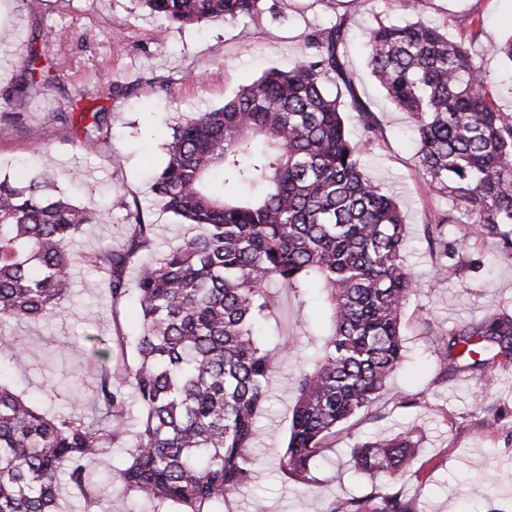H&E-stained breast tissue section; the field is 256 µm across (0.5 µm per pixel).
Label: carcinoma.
I'll list each match as a JSON object with an SVG mask.
<instances>
[{
  "label": "carcinoma",
  "instance_id": "1",
  "mask_svg": "<svg viewBox=\"0 0 512 512\" xmlns=\"http://www.w3.org/2000/svg\"><path fill=\"white\" fill-rule=\"evenodd\" d=\"M172 25L255 19L261 0H144ZM351 24L343 14L307 32L304 53L288 70L271 68L224 105L173 127L152 190L187 236L128 278L149 249L154 225L129 212L120 249L90 262L105 273L113 307L137 292L141 332L118 333L94 351L102 360L98 399L104 419L48 415L0 381V512H60L61 488L80 491L84 512L97 495L86 461L111 467L109 452L126 430L127 389L142 421L127 464L112 475L156 512H223L224 499L248 483L257 419L281 348L259 331L274 311L268 285L301 288L317 278L332 327L296 376L288 443L281 468L310 483L336 428L364 412L405 357L401 317L415 286L405 265L406 224L397 199L363 172L362 147L346 135L340 93L327 83L351 80L339 52ZM371 72L413 119L418 162L429 190L451 207L423 233L437 253V275L456 270L448 227L471 224L512 260V113L495 106L467 44L420 21L381 26L366 43ZM30 51L22 75L0 91V104L21 105L61 80ZM368 139L373 112L357 98ZM78 147L112 151L109 113L81 125L70 113ZM51 163L28 181L0 179V323L64 317L61 300L77 257L71 243L97 221L90 203L54 192ZM132 363L112 366V348ZM512 355V315L492 313L448 331L439 351L445 374H465ZM416 444L406 435L357 445L353 468L371 476H404ZM351 497L330 512H410L400 493Z\"/></svg>",
  "mask_w": 512,
  "mask_h": 512
}]
</instances>
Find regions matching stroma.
Returning a JSON list of instances; mask_svg holds the SVG:
<instances>
[{
  "instance_id": "35a3bbf8",
  "label": "stroma",
  "mask_w": 512,
  "mask_h": 512,
  "mask_svg": "<svg viewBox=\"0 0 512 512\" xmlns=\"http://www.w3.org/2000/svg\"><path fill=\"white\" fill-rule=\"evenodd\" d=\"M354 21L340 53L356 96L374 112L380 134L367 143L356 112L346 110L345 127L364 146L366 174L398 196L407 222L405 259L416 286L404 309L405 359L387 389L368 411L339 427L329 451L303 484L278 465L294 402V378L329 326L318 283L270 293L275 313L267 343L296 341L282 352L270 399L257 426L258 462L252 479L224 501V512H329L337 496L365 497L403 491L413 512H512V360L496 357L486 372L447 376L436 350L452 327L492 312L512 315V260L500 245L472 229L449 227L457 273L434 278L437 262L423 226L447 210L446 198L427 193L407 113L398 110L373 76L364 50L367 34L381 25L420 20L450 39L470 45L499 107L512 113V61L492 47L512 36V0H263L252 20H227L177 28L151 17L141 0H43L29 12L24 0H0V89L17 82L29 50L44 65L62 64L68 82L40 90L12 112L0 115V177L35 174L42 150L54 164L53 183L74 203L93 200L98 223L71 245L88 255L121 247L128 210L139 208L156 226V247L182 236L185 228L163 212L151 191L150 175L166 158V145L179 117L223 105L225 98L271 67L293 66L308 30L332 25L341 13ZM484 29L471 38L469 23ZM112 115V151H81L58 112L87 110ZM99 270L77 265L64 306L66 318L11 321L0 336L22 342L18 359L0 351V374L41 408L79 417L97 402V365L91 336L140 332L139 304L129 295L111 311ZM405 433L417 444L412 468L396 481L372 479L350 466L357 443Z\"/></svg>"
}]
</instances>
